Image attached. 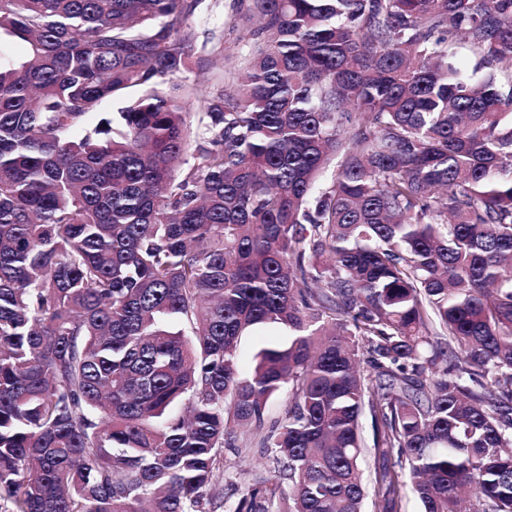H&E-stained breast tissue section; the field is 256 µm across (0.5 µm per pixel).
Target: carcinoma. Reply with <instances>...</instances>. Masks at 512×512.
Returning <instances> with one entry per match:
<instances>
[{
	"mask_svg": "<svg viewBox=\"0 0 512 512\" xmlns=\"http://www.w3.org/2000/svg\"><path fill=\"white\" fill-rule=\"evenodd\" d=\"M201 2L0 0V499L218 512L246 425L234 512H364L368 414L373 512H512V0H238L165 89ZM288 339V330L275 326L262 327L248 336H244L240 342V353L246 366L251 361L253 354L266 342H278ZM274 471L273 464L261 454V448H251L237 454L234 451L224 450V481L218 490L224 496L227 510L234 506L241 496L243 479L248 480L252 475L270 476ZM222 490V491H221Z\"/></svg>",
	"mask_w": 512,
	"mask_h": 512,
	"instance_id": "obj_1",
	"label": "carcinoma"
}]
</instances>
